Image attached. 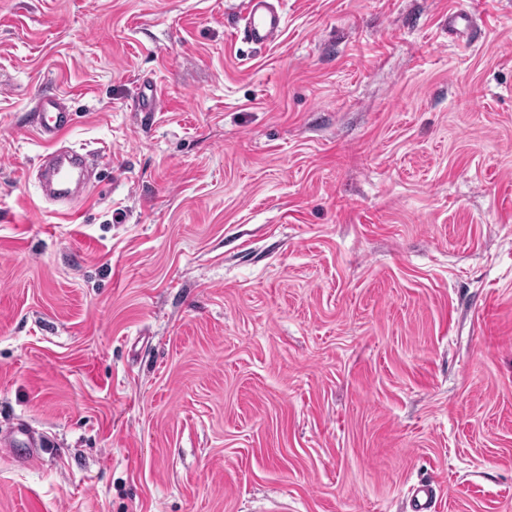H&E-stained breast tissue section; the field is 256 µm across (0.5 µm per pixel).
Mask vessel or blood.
Masks as SVG:
<instances>
[{
    "instance_id": "1",
    "label": "vessel or blood",
    "mask_w": 512,
    "mask_h": 512,
    "mask_svg": "<svg viewBox=\"0 0 512 512\" xmlns=\"http://www.w3.org/2000/svg\"><path fill=\"white\" fill-rule=\"evenodd\" d=\"M241 24L236 35L252 44L267 47L283 35L286 17L281 0H241ZM43 115L37 127L40 140L49 144L50 152L42 155L35 168L43 198L59 206L69 205L92 162L85 154L61 141L75 123V114L63 97L44 95L36 103Z\"/></svg>"
}]
</instances>
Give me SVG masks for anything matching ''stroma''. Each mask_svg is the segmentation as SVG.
<instances>
[{"mask_svg":"<svg viewBox=\"0 0 512 512\" xmlns=\"http://www.w3.org/2000/svg\"><path fill=\"white\" fill-rule=\"evenodd\" d=\"M240 2L0 0V512H512V0ZM240 21L235 38L267 47L282 37L286 17L279 0H242ZM43 121L36 127L40 140L52 150L39 159L35 168L43 198L59 206H68L73 200L75 187L94 164L86 154L70 147H57L75 123V112L67 100L56 95H44L36 103Z\"/></svg>","mask_w":512,"mask_h":512,"instance_id":"35a3bbf8","label":"stroma"}]
</instances>
